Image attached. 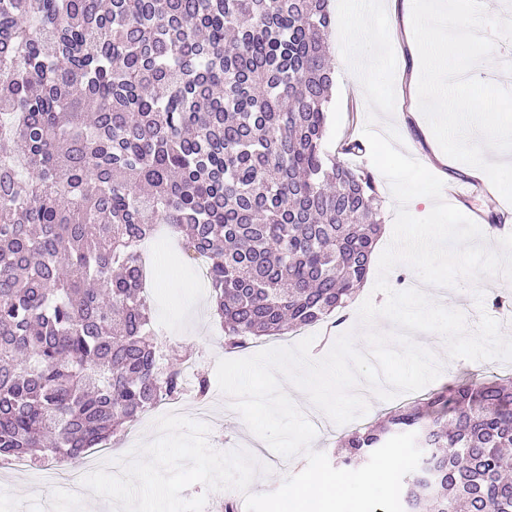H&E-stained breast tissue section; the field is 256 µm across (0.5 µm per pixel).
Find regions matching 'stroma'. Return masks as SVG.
<instances>
[{
  "label": "stroma",
  "instance_id": "stroma-1",
  "mask_svg": "<svg viewBox=\"0 0 512 512\" xmlns=\"http://www.w3.org/2000/svg\"><path fill=\"white\" fill-rule=\"evenodd\" d=\"M331 63L335 78L329 104V121L325 146L330 153H337L348 136L362 137L367 122V103L358 88L354 75L345 63L338 35H331ZM400 148L423 164L438 177H451L453 185L469 184V177L462 173L450 172L439 159L441 148L432 131L417 132L401 138ZM376 274H369L364 286L347 312L348 320L326 333L322 328H312L315 341L311 347L313 358L323 357L337 335L354 332L356 347H365L364 329L358 320V309L362 300L373 298L375 304H383V293L374 292ZM163 283L158 293L152 294V320L161 339L164 363L178 364L191 361L195 373L208 380L216 378V364L225 358L224 334L219 324L210 316L209 293L197 286L196 274H183L173 267H164ZM473 375L479 378L512 376V360L470 361L454 359L444 367L436 379V386L452 384L459 378ZM218 426L210 428L208 442L217 451L225 452L242 449L254 454L262 469L257 472L250 485L254 494H263L277 489L282 481L301 472L307 465L305 455L282 457L271 449L262 447L261 440L247 427L240 414L232 409L219 410ZM84 503L73 500L62 487L53 488L50 495L37 497L26 491H10L0 498V512H85Z\"/></svg>",
  "mask_w": 512,
  "mask_h": 512
}]
</instances>
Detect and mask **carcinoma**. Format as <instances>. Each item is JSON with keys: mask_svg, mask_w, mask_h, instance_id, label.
<instances>
[{"mask_svg": "<svg viewBox=\"0 0 512 512\" xmlns=\"http://www.w3.org/2000/svg\"><path fill=\"white\" fill-rule=\"evenodd\" d=\"M328 0H0V458L63 463L184 390L139 244L204 262L239 351L336 316L382 230L371 172L323 148ZM425 449L404 512H512V377L340 439Z\"/></svg>", "mask_w": 512, "mask_h": 512, "instance_id": "cac0c4a2", "label": "carcinoma"}]
</instances>
